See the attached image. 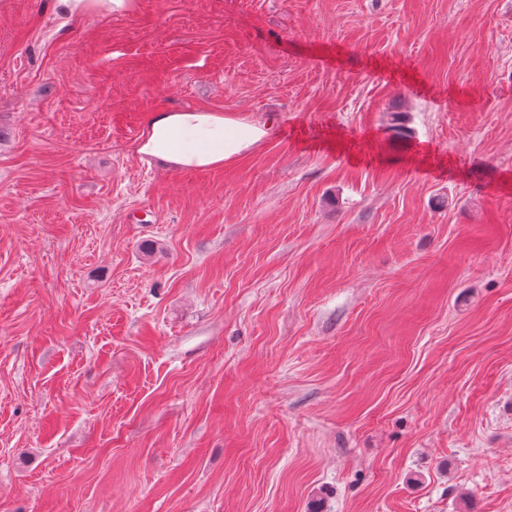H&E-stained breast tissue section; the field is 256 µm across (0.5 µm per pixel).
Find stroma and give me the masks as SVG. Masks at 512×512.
<instances>
[{
    "label": "stroma",
    "mask_w": 512,
    "mask_h": 512,
    "mask_svg": "<svg viewBox=\"0 0 512 512\" xmlns=\"http://www.w3.org/2000/svg\"><path fill=\"white\" fill-rule=\"evenodd\" d=\"M0 512H512V0H0ZM57 4L71 17L110 16L129 13L134 0H57ZM268 128L205 109L155 112L136 149L180 171L219 168L263 142Z\"/></svg>",
    "instance_id": "stroma-1"
}]
</instances>
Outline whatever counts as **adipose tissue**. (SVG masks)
Instances as JSON below:
<instances>
[{
  "mask_svg": "<svg viewBox=\"0 0 512 512\" xmlns=\"http://www.w3.org/2000/svg\"><path fill=\"white\" fill-rule=\"evenodd\" d=\"M269 135L266 125L205 109L153 113L139 154L180 171L219 168L249 153Z\"/></svg>",
  "mask_w": 512,
  "mask_h": 512,
  "instance_id": "ef3b65f1",
  "label": "adipose tissue"
}]
</instances>
